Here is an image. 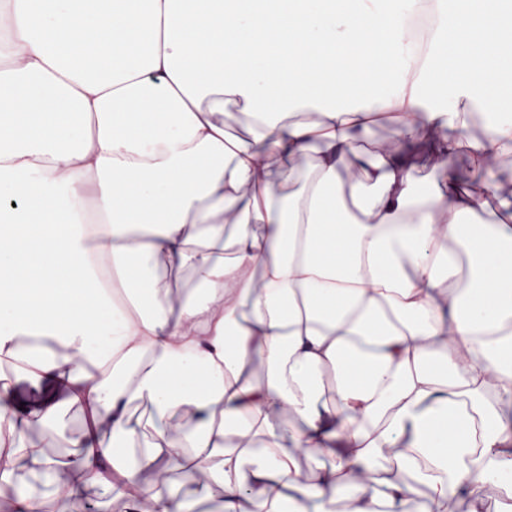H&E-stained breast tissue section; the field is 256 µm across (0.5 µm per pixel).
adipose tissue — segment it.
Instances as JSON below:
<instances>
[{
  "mask_svg": "<svg viewBox=\"0 0 512 512\" xmlns=\"http://www.w3.org/2000/svg\"><path fill=\"white\" fill-rule=\"evenodd\" d=\"M410 9L450 18L419 64ZM478 106L498 122L460 137ZM378 116L442 180L399 151L355 165ZM463 147L512 154V0H0V368L66 394L21 419L0 385V481L65 472L151 512L175 464L196 489L174 512H448L462 490L481 512L512 481V191L489 184L499 219L476 220ZM71 405L89 427L63 462L29 428ZM154 274L173 290L175 296H183L197 288L196 279L188 269H171L154 266Z\"/></svg>",
  "mask_w": 512,
  "mask_h": 512,
  "instance_id": "obj_1",
  "label": "adipose tissue"
}]
</instances>
